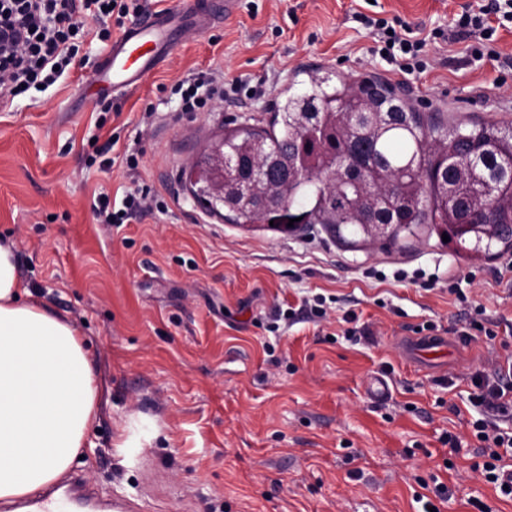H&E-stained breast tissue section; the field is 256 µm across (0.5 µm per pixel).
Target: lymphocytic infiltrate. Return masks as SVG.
<instances>
[{
    "instance_id": "f902f5d3",
    "label": "lymphocytic infiltrate",
    "mask_w": 512,
    "mask_h": 512,
    "mask_svg": "<svg viewBox=\"0 0 512 512\" xmlns=\"http://www.w3.org/2000/svg\"><path fill=\"white\" fill-rule=\"evenodd\" d=\"M129 0H0V90L17 98L30 89L52 86L66 72L78 49L77 37L88 34L91 24H103L111 14L126 15ZM355 19L374 37L385 61L401 72L423 69L421 55L425 39L414 37L409 25L400 19L387 20L363 13ZM512 24V0H478L463 8L453 30L433 31V38L448 42L474 36L479 40L474 53L500 58L494 45L499 28ZM179 112L197 116L212 111L215 104L241 96L260 100L266 94L264 84L247 86L242 80H225L223 72L201 71L180 80ZM157 198L150 188L126 192L118 207L108 197L97 200L95 212L101 223L127 224L152 209ZM471 405L479 417L473 423L483 456L482 473L502 495L512 497V469H504V458H512V430L500 427L497 416L512 409L507 394L512 391V359L492 361L490 370L472 378Z\"/></svg>"
}]
</instances>
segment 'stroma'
I'll list each match as a JSON object with an SVG mask.
<instances>
[{
    "instance_id": "stroma-1",
    "label": "stroma",
    "mask_w": 512,
    "mask_h": 512,
    "mask_svg": "<svg viewBox=\"0 0 512 512\" xmlns=\"http://www.w3.org/2000/svg\"><path fill=\"white\" fill-rule=\"evenodd\" d=\"M470 0H243L237 21L188 33L182 48L124 95H73L122 30L87 35L54 86L0 105V237L14 242L33 296L78 325L105 388L88 465H74L104 502L133 512H418L422 482L447 485L440 512H512L472 464L470 378L512 356V281L496 271L512 250L471 261L438 237L406 250L347 252L313 227L283 235L225 223L193 196L188 168L233 120L264 126L296 74L320 67L372 76L423 112L512 122V69L470 55L467 42L431 39ZM400 18L428 36L425 71L392 70L356 14ZM217 69L255 82L279 71L272 99L227 101L192 120L171 103L189 73ZM157 109L153 135L141 123ZM141 149L136 174L101 168L92 136ZM165 209L127 224L98 223L97 197L134 182ZM418 282L394 280L396 270ZM459 292L451 294L449 283ZM328 300L323 320L274 327L302 300ZM483 309L494 338L458 336ZM354 311L371 337L344 334ZM446 337V357L406 351L423 324ZM391 395L376 401L370 378ZM456 436L461 451L443 440ZM129 447H122V440Z\"/></svg>"
}]
</instances>
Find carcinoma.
I'll return each instance as SVG.
<instances>
[{"instance_id":"carcinoma-1","label":"carcinoma","mask_w":512,"mask_h":512,"mask_svg":"<svg viewBox=\"0 0 512 512\" xmlns=\"http://www.w3.org/2000/svg\"><path fill=\"white\" fill-rule=\"evenodd\" d=\"M302 90L274 108L268 127L242 122L224 129V155L235 165L224 197L197 192L224 207V220L245 226L274 221L281 234L318 224L338 245L362 251L408 247L446 234L473 243L480 259L496 245L512 250V125L474 124L419 112L385 83L304 72ZM278 156L271 183L288 204L293 226L266 209L269 192L240 184ZM329 157L345 178L328 180L315 157Z\"/></svg>"}]
</instances>
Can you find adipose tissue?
Segmentation results:
<instances>
[{"instance_id":"ef3b65f1","label":"adipose tissue","mask_w":512,"mask_h":512,"mask_svg":"<svg viewBox=\"0 0 512 512\" xmlns=\"http://www.w3.org/2000/svg\"><path fill=\"white\" fill-rule=\"evenodd\" d=\"M103 395L79 329L32 300L0 242V504L43 495L87 456Z\"/></svg>"}]
</instances>
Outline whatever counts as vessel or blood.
I'll return each mask as SVG.
<instances>
[{
	"label": "vessel or blood",
	"mask_w": 512,
	"mask_h": 512,
	"mask_svg": "<svg viewBox=\"0 0 512 512\" xmlns=\"http://www.w3.org/2000/svg\"><path fill=\"white\" fill-rule=\"evenodd\" d=\"M241 4L242 0H186L183 6L146 14L113 40L93 76L86 80L84 93L100 96L138 87L181 48L185 33H203L232 20ZM93 507L91 498L75 487L56 499L35 503L34 512H92Z\"/></svg>",
	"instance_id": "b4317fda"
}]
</instances>
